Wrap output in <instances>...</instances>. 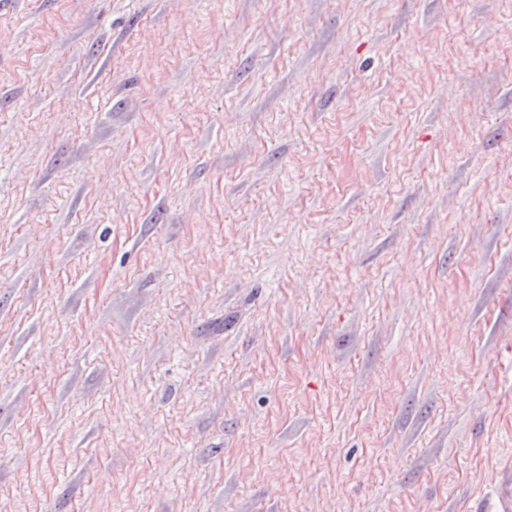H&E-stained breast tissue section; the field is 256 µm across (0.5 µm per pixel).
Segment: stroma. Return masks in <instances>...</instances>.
I'll return each mask as SVG.
<instances>
[{
	"instance_id": "obj_1",
	"label": "stroma",
	"mask_w": 512,
	"mask_h": 512,
	"mask_svg": "<svg viewBox=\"0 0 512 512\" xmlns=\"http://www.w3.org/2000/svg\"><path fill=\"white\" fill-rule=\"evenodd\" d=\"M512 0H0V512H499Z\"/></svg>"
}]
</instances>
